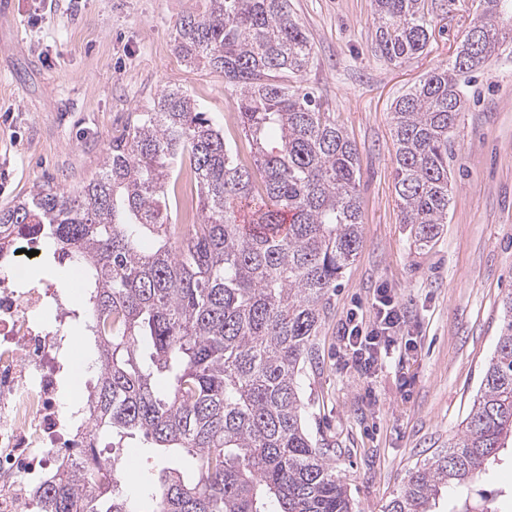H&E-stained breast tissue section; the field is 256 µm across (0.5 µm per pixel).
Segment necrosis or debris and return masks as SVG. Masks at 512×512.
<instances>
[{"instance_id": "obj_1", "label": "necrosis or debris", "mask_w": 512, "mask_h": 512, "mask_svg": "<svg viewBox=\"0 0 512 512\" xmlns=\"http://www.w3.org/2000/svg\"><path fill=\"white\" fill-rule=\"evenodd\" d=\"M63 285L0 277V512H41L52 480L73 469L106 480L112 462L91 415Z\"/></svg>"}]
</instances>
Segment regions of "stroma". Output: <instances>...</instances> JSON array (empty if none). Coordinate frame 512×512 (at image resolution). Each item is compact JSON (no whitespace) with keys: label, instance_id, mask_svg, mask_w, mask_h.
<instances>
[{"label":"stroma","instance_id":"35a3bbf8","mask_svg":"<svg viewBox=\"0 0 512 512\" xmlns=\"http://www.w3.org/2000/svg\"><path fill=\"white\" fill-rule=\"evenodd\" d=\"M0 17V209L41 186L76 189L93 178L134 112L162 91L191 95L224 131L236 162L254 163L234 115L239 93L222 73L185 65L173 34L206 0H8ZM313 59L289 86L320 96L358 152L362 246L336 286L300 376L305 425L325 439L358 512H383L416 462L447 446L467 416L512 294V41L468 78L448 153V222L417 247L394 188L392 104L445 65L479 13L455 0L422 54L395 66L374 51L373 0H289ZM406 311L396 347L371 373L341 339L349 316L374 317L379 289ZM122 493L151 500L170 461L126 439ZM485 493L512 512V453L468 488H449L435 512H458Z\"/></svg>","mask_w":512,"mask_h":512}]
</instances>
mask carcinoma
Here are the masks:
<instances>
[{"label": "carcinoma", "instance_id": "cac0c4a2", "mask_svg": "<svg viewBox=\"0 0 512 512\" xmlns=\"http://www.w3.org/2000/svg\"><path fill=\"white\" fill-rule=\"evenodd\" d=\"M375 51L401 64L426 49L448 0H374ZM476 49L463 40L394 104L402 223L426 247L448 220V146L464 75L506 39L503 0H480ZM179 57L239 91L237 124L255 169L233 161L224 131L180 90L137 112L96 177L71 192L39 187L0 210V257L20 239L53 240L82 266V315L100 376L95 423L120 448L136 435L169 455L152 512H356L330 449L306 431L299 376L331 293L361 245L357 150L313 94L288 88L312 46L288 0H209L174 33ZM189 161L197 220L175 224L177 165ZM248 208L249 223L238 212ZM177 248L169 245L171 238ZM512 442V294L462 431L417 464L384 512H430ZM75 470L48 485L44 512H141ZM460 512H497L486 496Z\"/></svg>", "mask_w": 512, "mask_h": 512}]
</instances>
